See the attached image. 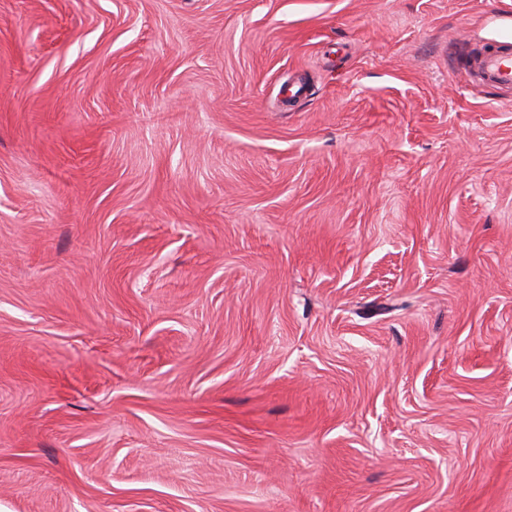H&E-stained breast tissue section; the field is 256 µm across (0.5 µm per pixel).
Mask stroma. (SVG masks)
I'll list each match as a JSON object with an SVG mask.
<instances>
[{"mask_svg": "<svg viewBox=\"0 0 512 512\" xmlns=\"http://www.w3.org/2000/svg\"><path fill=\"white\" fill-rule=\"evenodd\" d=\"M506 37L0 0V512H512ZM481 80L497 87L512 85V48L505 41L484 51L479 61Z\"/></svg>", "mask_w": 512, "mask_h": 512, "instance_id": "obj_1", "label": "stroma"}]
</instances>
